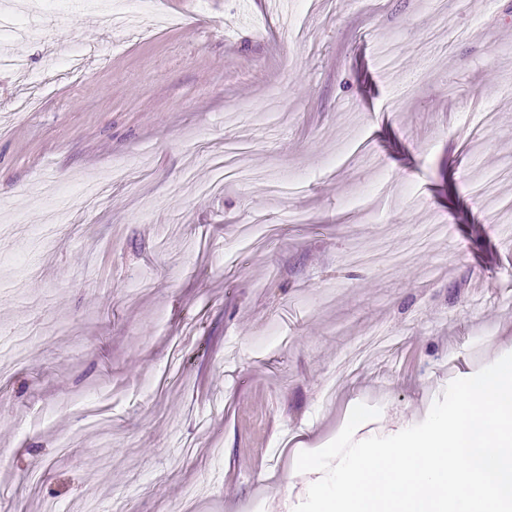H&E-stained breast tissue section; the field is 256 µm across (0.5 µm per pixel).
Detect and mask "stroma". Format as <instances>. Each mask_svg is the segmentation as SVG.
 <instances>
[{
    "instance_id": "35a3bbf8",
    "label": "stroma",
    "mask_w": 512,
    "mask_h": 512,
    "mask_svg": "<svg viewBox=\"0 0 512 512\" xmlns=\"http://www.w3.org/2000/svg\"><path fill=\"white\" fill-rule=\"evenodd\" d=\"M152 3L0 0V512H293L512 353V0Z\"/></svg>"
}]
</instances>
